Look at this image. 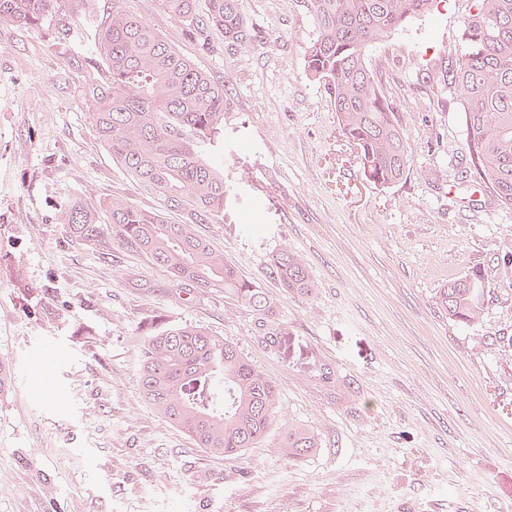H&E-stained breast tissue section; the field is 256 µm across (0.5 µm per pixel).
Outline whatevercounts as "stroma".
<instances>
[{
	"label": "stroma",
	"mask_w": 512,
	"mask_h": 512,
	"mask_svg": "<svg viewBox=\"0 0 512 512\" xmlns=\"http://www.w3.org/2000/svg\"><path fill=\"white\" fill-rule=\"evenodd\" d=\"M228 94L206 153L224 163V217L196 231L270 292L287 246L318 285L281 297L286 334L107 234L78 238L61 213L119 197L158 200L113 162L87 105L107 78L93 35L112 0H56L34 27L0 25V512H512V210L470 173L461 104L442 72L473 0H442L370 46L412 166L365 180L330 97L306 69L305 0H245L258 36L209 50L159 0H125ZM68 27L60 38V27ZM488 296L460 325L435 303L473 271ZM192 323L277 384L319 451L290 464L271 444L210 456L145 401L139 338ZM329 368L331 380L317 370Z\"/></svg>",
	"instance_id": "35a3bbf8"
}]
</instances>
